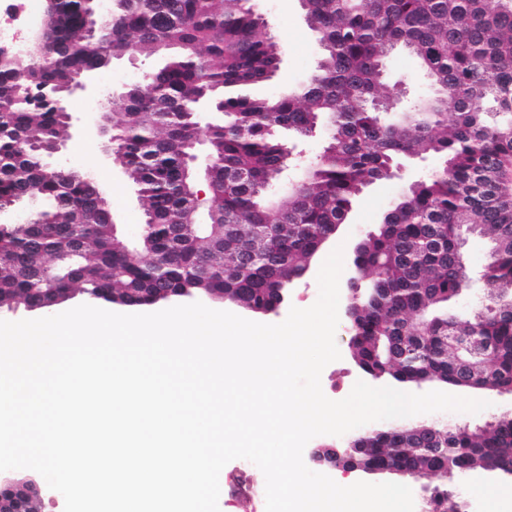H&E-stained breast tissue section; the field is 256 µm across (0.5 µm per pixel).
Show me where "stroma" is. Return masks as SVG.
Here are the masks:
<instances>
[{
	"instance_id": "obj_1",
	"label": "stroma",
	"mask_w": 512,
	"mask_h": 512,
	"mask_svg": "<svg viewBox=\"0 0 512 512\" xmlns=\"http://www.w3.org/2000/svg\"><path fill=\"white\" fill-rule=\"evenodd\" d=\"M252 2L257 12L266 20L270 35L278 42L282 61L271 80L248 87L247 95L255 98L272 97L287 88H300L309 79L318 62L315 34L308 25L301 0ZM160 64V58L145 54L115 57L97 71L94 81L103 92L108 93L139 79L143 72L157 68ZM278 135L294 149L287 178L289 183H297L305 168L315 161L326 145V132L321 129L311 137L298 139L282 129ZM57 159L63 165L88 173L94 178L106 193L114 224L118 225L124 239H132L139 224L143 222L137 188L119 166L103 155L101 140L94 135L72 137L66 141ZM441 165V158L435 154L407 159L391 177L370 185L355 205L347 222L340 225L336 235L324 245L320 257L314 258L307 274L296 281L288 299L289 305L301 309L312 306L319 296L317 275L323 256L339 247L342 248L344 257H351L356 243L376 227L382 213L406 191L409 183L428 176ZM489 251L490 244L485 238L477 235L467 238L464 254L471 281L468 289L448 304L449 311L457 320H466L474 309L488 301V287L482 273L489 261ZM350 336L348 320L340 319L335 341L341 357L328 364L321 374L322 390L332 400L346 398L361 377L350 356ZM466 395L487 401V408L476 414L428 413L424 416L425 421L474 429L485 426L502 415L512 414L511 392L471 388ZM449 484L462 493L473 512H512V497L488 495L487 489L491 485L488 479H463L456 476L450 478Z\"/></svg>"
}]
</instances>
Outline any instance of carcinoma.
Returning <instances> with one entry per match:
<instances>
[{"instance_id": "cac0c4a2", "label": "carcinoma", "mask_w": 512, "mask_h": 512, "mask_svg": "<svg viewBox=\"0 0 512 512\" xmlns=\"http://www.w3.org/2000/svg\"><path fill=\"white\" fill-rule=\"evenodd\" d=\"M320 58L297 91L252 99L238 90L272 78L279 48L249 0H128L91 49L86 0H49L43 45L0 57V200L35 196L31 221L0 230V308L41 309L45 295L143 306L155 294H218L269 311L309 268L330 224L347 221L363 189L402 157L444 165L409 184L369 233L354 265L358 297L352 357L371 376L401 384L512 386V200L492 172L512 158V0H301ZM397 48L419 62L430 92L388 118L400 82H388ZM167 55L145 89L115 105L110 147L138 188L148 225L138 250L113 229L109 204L88 175L46 167L67 136L59 90L112 55ZM224 112L205 133L214 157L209 225L187 157L199 99ZM329 125V141L304 181L278 203L271 188L291 161L280 128L300 138ZM490 241L489 304L464 322L448 302L467 287L463 233ZM62 252L76 257L59 270ZM477 327L491 353L467 358L442 337ZM365 469L394 467L415 480L477 467L499 476L512 460V415L485 428L413 423L359 441ZM452 488L436 484L424 512H448Z\"/></svg>"}]
</instances>
